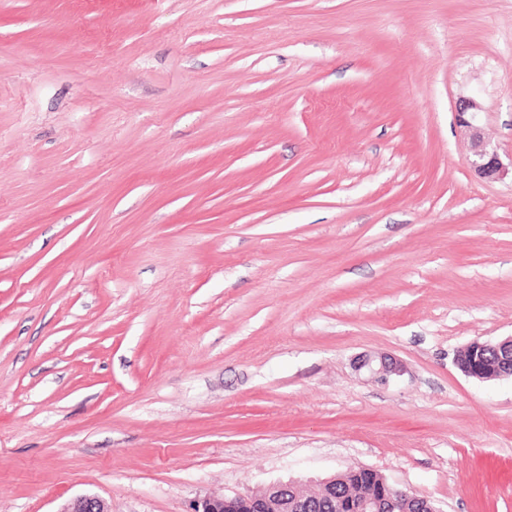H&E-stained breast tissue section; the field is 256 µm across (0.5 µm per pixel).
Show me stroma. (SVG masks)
I'll return each mask as SVG.
<instances>
[{
    "label": "stroma",
    "mask_w": 512,
    "mask_h": 512,
    "mask_svg": "<svg viewBox=\"0 0 512 512\" xmlns=\"http://www.w3.org/2000/svg\"><path fill=\"white\" fill-rule=\"evenodd\" d=\"M512 0H0V512L366 466L512 512ZM387 355L388 381L354 367ZM480 106L474 99H461L457 105L456 113L460 122L473 130V150L474 160L472 166L475 173L483 179L487 180H500L505 178L509 173L512 179V156L510 161L505 164L499 154L495 150H489L482 140L478 128L472 125L466 117L470 116L472 120L475 119ZM487 350L495 351L499 358L498 365L494 370L492 366L496 364V355L494 353L488 355L487 363L494 370L489 375L485 368V352ZM465 351L468 353V366L461 368L456 359ZM456 359L455 364L465 376L479 381L494 380L505 376L512 377V337L495 344L488 341H472L457 354Z\"/></svg>",
    "instance_id": "1"
}]
</instances>
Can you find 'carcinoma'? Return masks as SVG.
<instances>
[{
    "label": "carcinoma",
    "mask_w": 512,
    "mask_h": 512,
    "mask_svg": "<svg viewBox=\"0 0 512 512\" xmlns=\"http://www.w3.org/2000/svg\"><path fill=\"white\" fill-rule=\"evenodd\" d=\"M365 496L378 498L375 512H418L421 501L412 492L396 488L387 490L380 477L361 468L347 470L339 475L336 491L322 496L316 512H358L357 502Z\"/></svg>",
    "instance_id": "1"
}]
</instances>
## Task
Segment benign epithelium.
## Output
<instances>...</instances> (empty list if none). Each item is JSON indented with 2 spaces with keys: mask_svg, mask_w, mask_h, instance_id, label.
Here are the masks:
<instances>
[{
  "mask_svg": "<svg viewBox=\"0 0 512 512\" xmlns=\"http://www.w3.org/2000/svg\"><path fill=\"white\" fill-rule=\"evenodd\" d=\"M479 104L473 99L459 101L456 113L460 122L472 127L471 119L476 117ZM474 160L472 166L475 173L487 180H500L512 174V160L504 163L499 154L487 148L478 128L473 127ZM493 350L499 361L493 373H487L485 368V352ZM464 351L468 353V366L461 372L479 381L494 380L500 377H512V337L498 343L475 340L468 344ZM356 369L365 371L372 378L380 380L400 372V364L390 357L374 358L364 356L357 360ZM296 490L292 482H276L265 489L247 495L224 496L222 498H206L193 512H239L242 506L254 508L255 512H288L293 507L295 512H310L312 503L302 495H294L293 501H288V492ZM60 512H110L106 503L96 496H81L65 505Z\"/></svg>",
  "mask_w": 512,
  "mask_h": 512,
  "instance_id": "1",
  "label": "benign epithelium"
}]
</instances>
